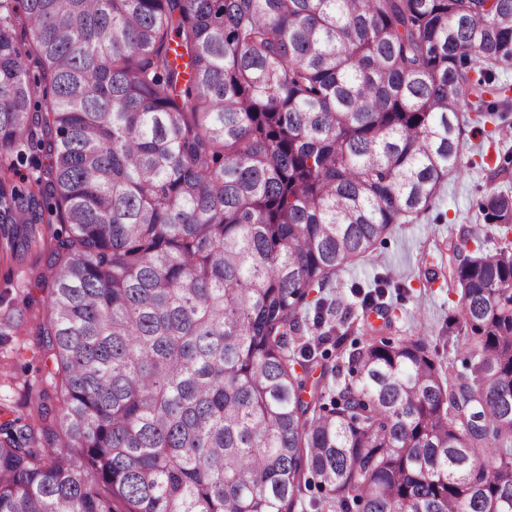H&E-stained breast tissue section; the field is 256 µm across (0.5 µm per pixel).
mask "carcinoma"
I'll use <instances>...</instances> for the list:
<instances>
[{"instance_id":"carcinoma-1","label":"carcinoma","mask_w":512,"mask_h":512,"mask_svg":"<svg viewBox=\"0 0 512 512\" xmlns=\"http://www.w3.org/2000/svg\"><path fill=\"white\" fill-rule=\"evenodd\" d=\"M509 62L512 0H0V239L60 225L0 512H512V241L448 271L463 376L300 318L459 171Z\"/></svg>"}]
</instances>
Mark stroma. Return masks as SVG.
Wrapping results in <instances>:
<instances>
[{"instance_id":"stroma-1","label":"stroma","mask_w":512,"mask_h":512,"mask_svg":"<svg viewBox=\"0 0 512 512\" xmlns=\"http://www.w3.org/2000/svg\"><path fill=\"white\" fill-rule=\"evenodd\" d=\"M499 123L470 124L462 135L460 171L451 175L430 207L396 225L367 259L338 272L322 295L331 303L342 330L361 338L365 323L383 326L393 339L430 331V349L457 373H464L463 340L448 333V319L459 310L446 285L448 261L476 248L491 251L501 239L491 226H477L478 202L490 191H512V182L493 177L498 152L512 151V97L496 98ZM46 266L39 247L18 244L0 252V317L22 310L11 335L0 336V414L31 417L28 393L44 387L45 361L36 328L46 313L47 294L34 286Z\"/></svg>"}]
</instances>
